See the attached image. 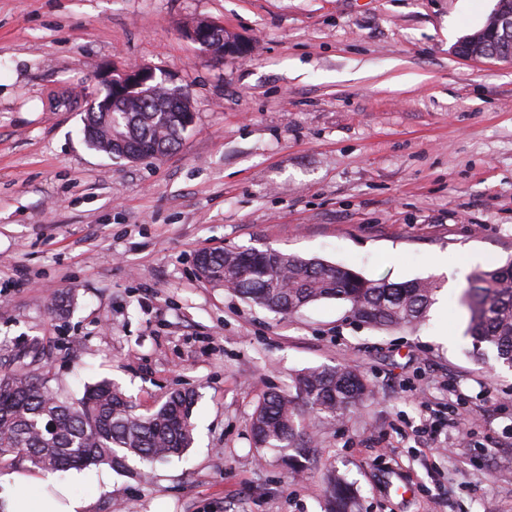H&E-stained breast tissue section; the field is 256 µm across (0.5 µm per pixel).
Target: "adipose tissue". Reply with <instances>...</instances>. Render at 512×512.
Wrapping results in <instances>:
<instances>
[{"label": "adipose tissue", "mask_w": 512, "mask_h": 512, "mask_svg": "<svg viewBox=\"0 0 512 512\" xmlns=\"http://www.w3.org/2000/svg\"><path fill=\"white\" fill-rule=\"evenodd\" d=\"M5 512H88L89 499L75 496L67 483L50 473L17 470L0 475Z\"/></svg>", "instance_id": "1"}]
</instances>
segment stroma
Here are the masks:
<instances>
[{
  "label": "stroma",
  "instance_id": "obj_1",
  "mask_svg": "<svg viewBox=\"0 0 512 512\" xmlns=\"http://www.w3.org/2000/svg\"><path fill=\"white\" fill-rule=\"evenodd\" d=\"M497 0H0V369L80 398L118 384L146 414L198 394L182 459L59 473L90 512H324L323 473L355 512H512V370L481 364L437 259L512 256V59L454 52ZM200 21L253 43L207 59ZM188 87L196 122L157 160L83 136L111 65ZM204 247L272 248L370 279H435L416 326L346 303L274 314L196 273ZM351 363L375 399L310 420L292 478L249 418L296 374ZM468 420L444 425L449 409Z\"/></svg>",
  "mask_w": 512,
  "mask_h": 512
}]
</instances>
